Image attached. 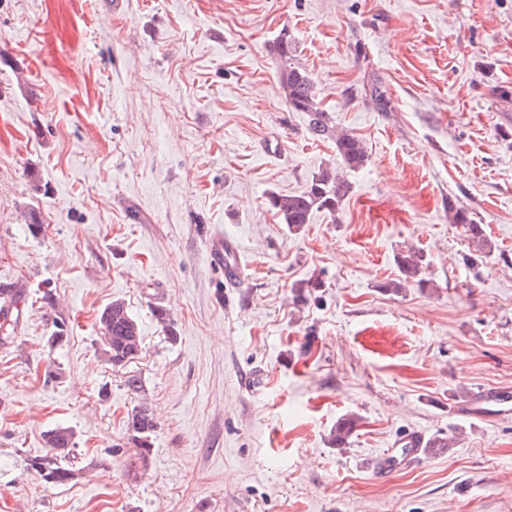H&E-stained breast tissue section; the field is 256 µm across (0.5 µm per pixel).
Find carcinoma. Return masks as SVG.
I'll use <instances>...</instances> for the list:
<instances>
[{
	"mask_svg": "<svg viewBox=\"0 0 512 512\" xmlns=\"http://www.w3.org/2000/svg\"><path fill=\"white\" fill-rule=\"evenodd\" d=\"M277 69L279 88L288 107L293 112H303L308 117V128L318 138H333L336 152L344 166L350 170L359 168L366 159L364 146L357 137L342 133L336 134L330 125L327 111L322 107L306 71L296 62L295 47L288 31L284 30L271 47ZM365 94L369 95L376 106L384 110L389 99L376 79L364 86ZM349 189L336 170L325 168L305 185L303 189L291 194L273 193L268 198L280 223L288 225L291 231L300 230L309 223L315 212L336 215ZM452 221L463 229L466 239L474 247V253L467 257V262L476 264L491 256L495 246L486 233L484 225L476 222L461 208L450 209ZM396 265L401 278L382 285L387 291L397 293L406 283H414L426 288L429 279L425 277V257L419 251L410 250L396 256ZM23 288H0V343L6 344L13 340V333L18 325L23 310L17 308L18 303L26 302ZM156 320L163 324L168 339L177 340V334L170 319L169 311L157 305L152 309ZM102 329L101 354L104 361L113 366H122L135 359L142 345V337L137 321L129 313L121 300H114L99 315ZM358 426V417L346 416L336 423L333 441L341 448L345 441ZM157 423L152 408L145 402L139 403L131 414L128 430L141 456L150 453L152 439ZM45 447L53 449V453L35 455L28 459L27 469L34 471L43 482L52 485H65L75 477V470L69 466L70 452L76 447L75 433L70 427H56L44 434Z\"/></svg>",
	"mask_w": 512,
	"mask_h": 512,
	"instance_id": "carcinoma-1",
	"label": "carcinoma"
}]
</instances>
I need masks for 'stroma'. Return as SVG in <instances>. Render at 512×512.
<instances>
[{
	"label": "stroma",
	"instance_id": "stroma-1",
	"mask_svg": "<svg viewBox=\"0 0 512 512\" xmlns=\"http://www.w3.org/2000/svg\"><path fill=\"white\" fill-rule=\"evenodd\" d=\"M284 30L359 169L283 98ZM325 168L348 195L289 231L269 195ZM452 205L495 245L479 266ZM410 249L430 287L384 291ZM0 284L31 300L0 344V512H512V400L483 398L512 393V0H0ZM115 299L142 336L121 367ZM58 426L80 471L53 486L26 459ZM413 431L456 444L376 477ZM210 265L222 273L224 282L232 288H240L244 278L239 257L238 243L223 235L211 239L209 248ZM102 329L101 354L112 366H122L135 359L142 345L137 321L121 300H112L99 315ZM156 428L152 408L146 402H140L132 411L128 430L134 443L142 450L141 456L145 457L150 453Z\"/></svg>",
	"mask_w": 512,
	"mask_h": 512
}]
</instances>
